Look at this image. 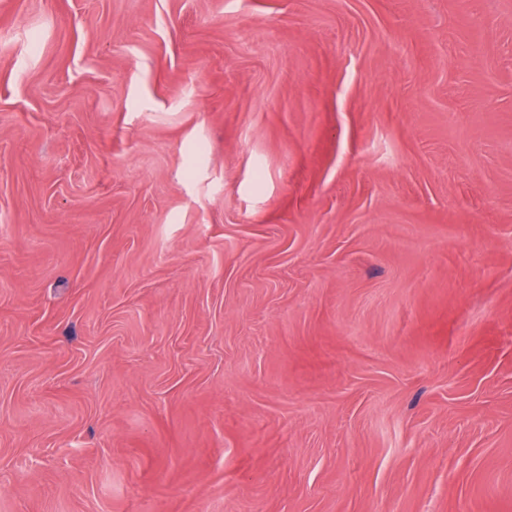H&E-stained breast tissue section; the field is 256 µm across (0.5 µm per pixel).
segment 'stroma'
<instances>
[{"label":"stroma","instance_id":"obj_1","mask_svg":"<svg viewBox=\"0 0 512 512\" xmlns=\"http://www.w3.org/2000/svg\"><path fill=\"white\" fill-rule=\"evenodd\" d=\"M0 512H512V0H0Z\"/></svg>","mask_w":512,"mask_h":512}]
</instances>
